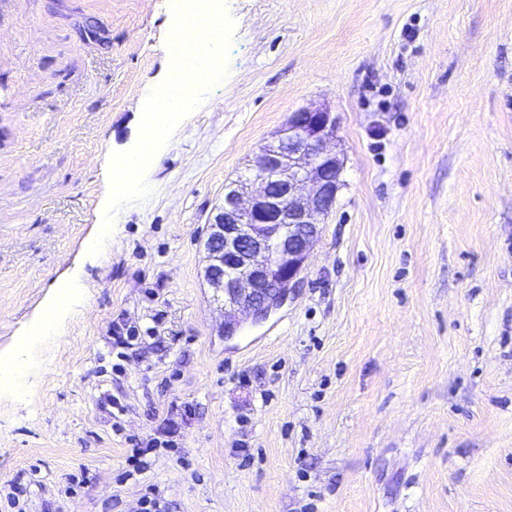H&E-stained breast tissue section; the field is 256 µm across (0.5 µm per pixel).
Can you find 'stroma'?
I'll list each match as a JSON object with an SVG mask.
<instances>
[{"instance_id":"stroma-1","label":"stroma","mask_w":512,"mask_h":512,"mask_svg":"<svg viewBox=\"0 0 512 512\" xmlns=\"http://www.w3.org/2000/svg\"><path fill=\"white\" fill-rule=\"evenodd\" d=\"M224 11L225 79L92 255L171 0H0V512H512V0ZM319 107L335 206L287 301L225 338L207 225Z\"/></svg>"}]
</instances>
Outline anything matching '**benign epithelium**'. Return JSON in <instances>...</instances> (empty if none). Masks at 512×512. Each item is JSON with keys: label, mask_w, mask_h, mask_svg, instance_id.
Instances as JSON below:
<instances>
[{"label": "benign epithelium", "mask_w": 512, "mask_h": 512, "mask_svg": "<svg viewBox=\"0 0 512 512\" xmlns=\"http://www.w3.org/2000/svg\"><path fill=\"white\" fill-rule=\"evenodd\" d=\"M336 126L327 108L292 113L247 173L225 183L205 241L206 280L224 295V336L236 335L240 311L267 319L304 269L320 217L336 203Z\"/></svg>", "instance_id": "benign-epithelium-1"}]
</instances>
